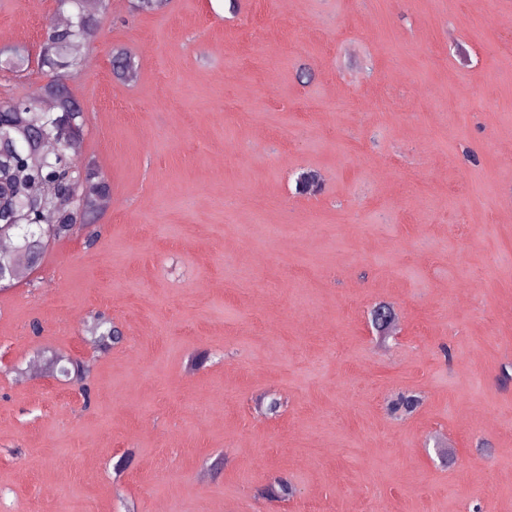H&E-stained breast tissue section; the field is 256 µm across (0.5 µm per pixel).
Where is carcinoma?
Listing matches in <instances>:
<instances>
[{
  "instance_id": "obj_1",
  "label": "carcinoma",
  "mask_w": 512,
  "mask_h": 512,
  "mask_svg": "<svg viewBox=\"0 0 512 512\" xmlns=\"http://www.w3.org/2000/svg\"><path fill=\"white\" fill-rule=\"evenodd\" d=\"M170 0H132L136 14H156L164 11ZM59 11L67 20L51 24L40 47L36 61L38 67L50 76L40 89L41 97L53 100V106H42L40 97H22L0 101V241L10 248L0 251V270L11 268L14 281L32 271L29 261L41 260L47 251L43 230L51 232L52 240L71 236L75 225H85L100 216L101 202L96 186H90L89 200L78 210L60 205L68 194L70 183L55 193H46L39 178H51L70 165L68 150L60 147L50 150L59 126L67 127L74 146L84 137L86 116L77 107L67 80L83 71L101 20L99 15L86 9L85 0H57ZM30 52L23 44L0 50V65L19 70L29 63ZM112 74L120 81H129L135 75L131 55L123 48L111 52ZM50 223L36 222L38 214L46 209ZM86 342L98 350L108 351L121 342L122 336L112 319L103 313L90 317ZM414 394L400 396L391 406L394 413L409 414L419 406Z\"/></svg>"
}]
</instances>
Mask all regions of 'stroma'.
<instances>
[{"label": "stroma", "instance_id": "1", "mask_svg": "<svg viewBox=\"0 0 512 512\" xmlns=\"http://www.w3.org/2000/svg\"><path fill=\"white\" fill-rule=\"evenodd\" d=\"M56 8L0 0V47ZM92 9L69 87L110 204L0 291V512H512V0ZM112 74L120 81L132 80L135 65L131 55L123 48H113L111 52ZM85 336L86 342L98 350L108 351L121 342L122 336L118 328L113 325L111 318L103 313H96L90 317Z\"/></svg>", "mask_w": 512, "mask_h": 512}]
</instances>
